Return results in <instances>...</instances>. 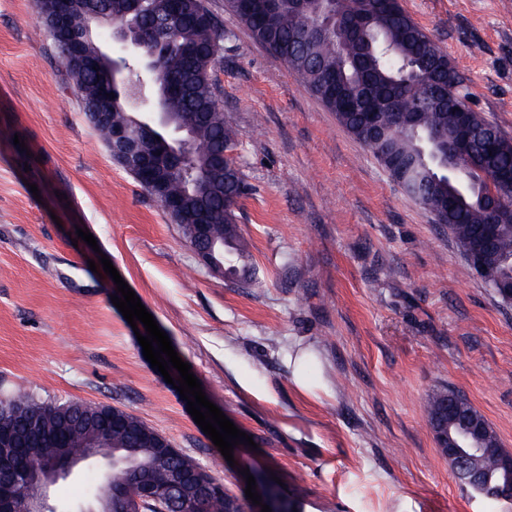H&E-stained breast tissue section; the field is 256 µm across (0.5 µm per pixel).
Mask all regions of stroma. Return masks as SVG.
Returning a JSON list of instances; mask_svg holds the SVG:
<instances>
[{
    "instance_id": "stroma-1",
    "label": "stroma",
    "mask_w": 512,
    "mask_h": 512,
    "mask_svg": "<svg viewBox=\"0 0 512 512\" xmlns=\"http://www.w3.org/2000/svg\"><path fill=\"white\" fill-rule=\"evenodd\" d=\"M204 2L247 183L238 224L265 287L201 264L100 140L35 0H0V394L120 407L231 495L245 470L278 477L297 512H502L459 485L427 400L459 390L512 451V303L226 0ZM401 3L473 110L512 135V0ZM79 228L96 246L73 242ZM99 253L252 437L233 461L145 360L115 283L89 268Z\"/></svg>"
}]
</instances>
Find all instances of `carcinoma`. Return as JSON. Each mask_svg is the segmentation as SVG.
<instances>
[{
	"label": "carcinoma",
	"instance_id": "cac0c4a2",
	"mask_svg": "<svg viewBox=\"0 0 512 512\" xmlns=\"http://www.w3.org/2000/svg\"><path fill=\"white\" fill-rule=\"evenodd\" d=\"M159 2L145 0L144 13L138 18L127 13V0H90L86 7L111 16L117 23L133 22L147 28ZM317 2L306 0V9L296 10L288 7V0H279L276 9L260 14L241 12L232 2L229 6L254 39L279 57L361 142H366L356 113L361 98L372 95L393 102L392 109L379 113L389 146L388 156L380 163L385 167L395 162L407 165L429 206L438 207L446 197H452L456 210L448 213L449 234L462 253L476 249L488 222L483 194L488 192L492 169L512 167V139L472 110L468 121L477 133L472 164L464 172L448 168L444 159L430 155L425 148L433 137L454 130L461 118L458 107L466 100L456 89V68L438 70L435 61L442 52L434 37L400 4L393 12L373 11L355 31L351 24L358 0H336L342 23L316 46L310 60L305 39L315 22ZM180 4L179 13L162 35L165 48L156 58L154 94L163 101L173 124L192 132L195 148L179 168L157 148L156 162L167 172L168 191L182 203L181 210L168 216L190 247L196 244L197 221L205 219L211 226L217 255L230 256L224 277L248 288H262L265 280L238 224V203L246 192L244 174L235 162L216 160L221 151L233 152L238 144L236 130L224 122L212 82L218 58L211 56L210 48L222 44L223 32L204 0H180ZM57 49L68 78L81 92L83 112H95L102 106L111 113L107 122L96 126L105 145H110L117 127L127 126L139 134L153 132L145 117L126 107L124 81L113 83L106 71L92 67L60 45ZM167 81L185 85V91L166 93ZM494 134L499 147L489 158L483 144ZM486 263L494 269L499 289H512L511 226L503 225ZM12 428L20 432L19 472L5 489L14 495L15 512H29L30 500L36 495V490L25 483L31 460L55 453L80 456L92 443L99 445L102 455L117 451L129 460V465L101 472L95 478V491L111 492L115 504L140 487L158 496L168 495L171 463L215 481L199 463L178 450L172 452V462L161 460L159 433L118 407L83 401L60 404L18 388L0 397V430ZM498 451L499 456L486 457L480 464L493 480L500 475L499 457L509 455L504 448ZM244 508V503L223 491L207 500L205 512H244Z\"/></svg>",
	"mask_w": 512,
	"mask_h": 512
}]
</instances>
